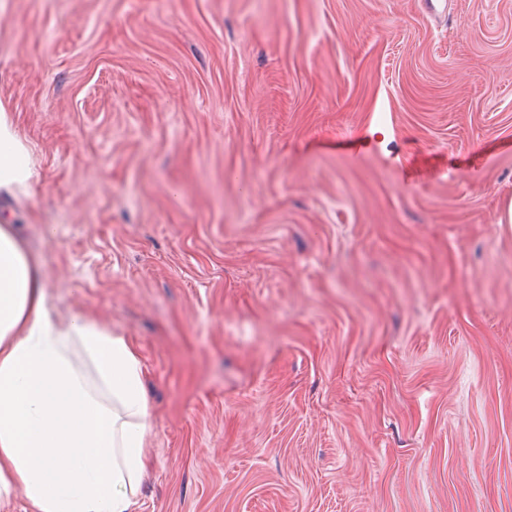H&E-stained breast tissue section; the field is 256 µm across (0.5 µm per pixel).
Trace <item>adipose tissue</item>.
Here are the masks:
<instances>
[{
    "label": "adipose tissue",
    "instance_id": "obj_1",
    "mask_svg": "<svg viewBox=\"0 0 512 512\" xmlns=\"http://www.w3.org/2000/svg\"><path fill=\"white\" fill-rule=\"evenodd\" d=\"M38 173L0 105V193ZM150 431L141 362L123 336L75 314L60 320L38 263L0 225V498L33 512H132Z\"/></svg>",
    "mask_w": 512,
    "mask_h": 512
}]
</instances>
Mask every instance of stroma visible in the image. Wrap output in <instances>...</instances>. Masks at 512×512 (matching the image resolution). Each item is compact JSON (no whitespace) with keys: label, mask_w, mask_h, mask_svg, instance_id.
I'll use <instances>...</instances> for the list:
<instances>
[{"label":"stroma","mask_w":512,"mask_h":512,"mask_svg":"<svg viewBox=\"0 0 512 512\" xmlns=\"http://www.w3.org/2000/svg\"><path fill=\"white\" fill-rule=\"evenodd\" d=\"M0 103L136 512H512V0H0Z\"/></svg>","instance_id":"1"}]
</instances>
